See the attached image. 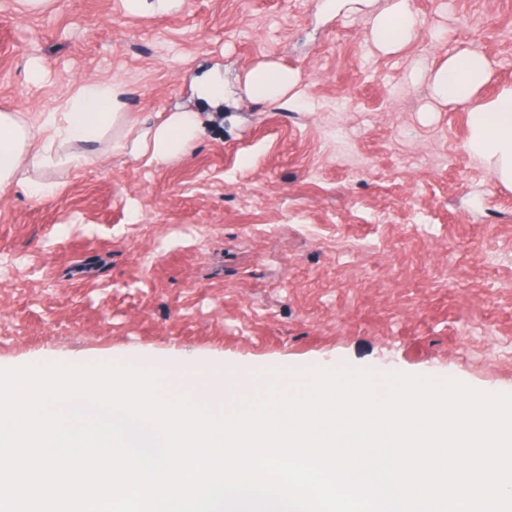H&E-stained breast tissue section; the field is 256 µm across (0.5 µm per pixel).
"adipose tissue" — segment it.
Returning <instances> with one entry per match:
<instances>
[{
	"label": "adipose tissue",
	"instance_id": "ef3b65f1",
	"mask_svg": "<svg viewBox=\"0 0 512 512\" xmlns=\"http://www.w3.org/2000/svg\"><path fill=\"white\" fill-rule=\"evenodd\" d=\"M416 20L408 0H391L373 20L370 36L380 48L395 51L413 38ZM489 58L479 52L449 55L432 72L436 100L469 107L467 150L486 160L496 182L512 184V86L491 100L474 102L490 80ZM293 82L288 71L271 65L254 68L247 77L256 99H277ZM126 90L112 80L78 83L48 112H0V194L23 188L41 196L55 190L44 172L93 166L96 145L119 151L146 164L182 156L202 133L195 112H170L147 123L126 110Z\"/></svg>",
	"mask_w": 512,
	"mask_h": 512
}]
</instances>
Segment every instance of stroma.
<instances>
[{
    "mask_svg": "<svg viewBox=\"0 0 512 512\" xmlns=\"http://www.w3.org/2000/svg\"><path fill=\"white\" fill-rule=\"evenodd\" d=\"M387 4L0 0V110L108 79L136 117L204 122L181 158L106 153L49 173L52 196L0 195V368L230 366L255 397L272 369L354 367L512 394V188L430 81L473 50L492 62L477 100L512 86V0H410L416 35L391 53L368 36ZM263 63L296 78L278 101L248 90ZM210 67L224 104L206 110L191 79ZM183 0H126L128 10L133 14H167L177 11Z\"/></svg>",
    "mask_w": 512,
    "mask_h": 512,
    "instance_id": "obj_1",
    "label": "stroma"
}]
</instances>
